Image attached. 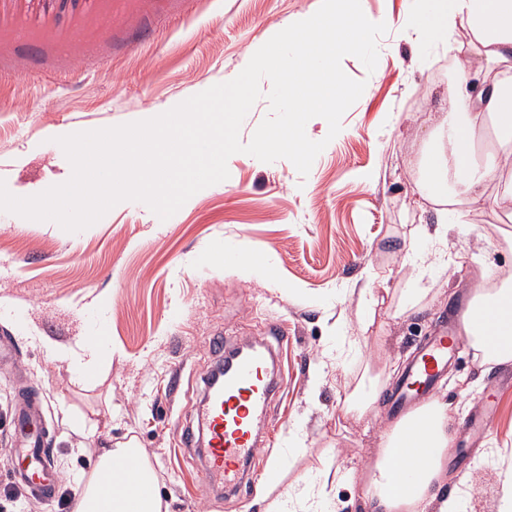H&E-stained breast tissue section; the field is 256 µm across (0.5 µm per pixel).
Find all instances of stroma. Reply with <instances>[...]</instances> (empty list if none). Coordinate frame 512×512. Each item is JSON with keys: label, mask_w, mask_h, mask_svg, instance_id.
Listing matches in <instances>:
<instances>
[{"label": "stroma", "mask_w": 512, "mask_h": 512, "mask_svg": "<svg viewBox=\"0 0 512 512\" xmlns=\"http://www.w3.org/2000/svg\"><path fill=\"white\" fill-rule=\"evenodd\" d=\"M321 0H0V180L17 196L62 183L71 165L59 129L106 128L162 112L235 78L253 50ZM385 19L379 60L359 100L328 138L324 119L307 136L326 140L308 175L285 159L264 163L237 153L227 180L193 195L162 221L126 201L89 228L69 233L0 212V336L14 344L13 368L0 371V512H70L30 497L11 475L16 388L43 398L60 493L73 474L91 472L101 444L135 439L154 468L166 512H207L211 490L198 458L186 456L180 427L202 397L216 360L214 333L244 341L288 330L281 350L283 393L268 409L270 445L248 485L219 499L215 512H265L262 479L284 456V484L318 471H363L393 425L387 406L417 345L465 309L482 270L512 276V202L468 217L474 231L438 242L413 239L436 225L434 204L417 192V162L430 115L448 109L451 53L421 44L407 24L413 0H363ZM248 248L262 267L228 264L225 249ZM425 254V267L410 261ZM381 272L372 300L355 293L363 271ZM443 289L405 316L397 309L415 282ZM102 336L112 357L95 376L78 377L50 356L49 338L67 346ZM340 355L312 387L315 366ZM499 367H482L461 346L439 388L462 454L449 470L465 481V512H502L512 480V385ZM375 395L371 411L347 413L356 386ZM495 414L486 442L463 430L485 398ZM14 497L5 498L4 489Z\"/></svg>", "instance_id": "35a3bbf8"}]
</instances>
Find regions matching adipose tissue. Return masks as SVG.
<instances>
[{"instance_id": "obj_1", "label": "adipose tissue", "mask_w": 512, "mask_h": 512, "mask_svg": "<svg viewBox=\"0 0 512 512\" xmlns=\"http://www.w3.org/2000/svg\"><path fill=\"white\" fill-rule=\"evenodd\" d=\"M413 32L428 44L442 43L457 54L456 76L447 90L448 109L433 126L440 142L422 162L419 195L437 204L434 230L418 228V235L443 237L444 220L462 219L491 204L490 185L512 167V0H414ZM493 127L495 150L478 153V131ZM492 307L490 323L480 310ZM460 329L480 364L512 363V281L494 282L488 272L471 290ZM47 352L64 353L50 339ZM78 374L91 376L111 349L103 341H79L66 351ZM452 418L447 401L430 396L384 435L383 447L366 473H342L345 481L360 483L363 512H462L459 492L448 489V450L453 445ZM142 456L139 448L102 447L92 473L80 474L72 512H163L158 480L143 463L131 476L109 477L119 456ZM328 472L320 471L304 483L292 484L272 500L267 512H338Z\"/></svg>"}]
</instances>
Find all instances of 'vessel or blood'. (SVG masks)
I'll use <instances>...</instances> for the list:
<instances>
[{
    "label": "vessel or blood",
    "instance_id": "1",
    "mask_svg": "<svg viewBox=\"0 0 512 512\" xmlns=\"http://www.w3.org/2000/svg\"><path fill=\"white\" fill-rule=\"evenodd\" d=\"M460 344L458 332L444 326L421 346L402 381L392 389L395 413L408 411L441 380ZM212 345L224 357V377L219 383L207 384L193 424L183 429L180 439L182 447L190 450L197 437H204L205 481L234 491L242 486L246 472L253 469L266 445L260 437L265 427L261 413L282 392L283 382L278 375V357L268 341L236 345L218 333ZM35 402V394H27L25 407L15 414L12 470L32 494L44 497L57 474L44 447L43 430L29 412Z\"/></svg>",
    "mask_w": 512,
    "mask_h": 512
}]
</instances>
